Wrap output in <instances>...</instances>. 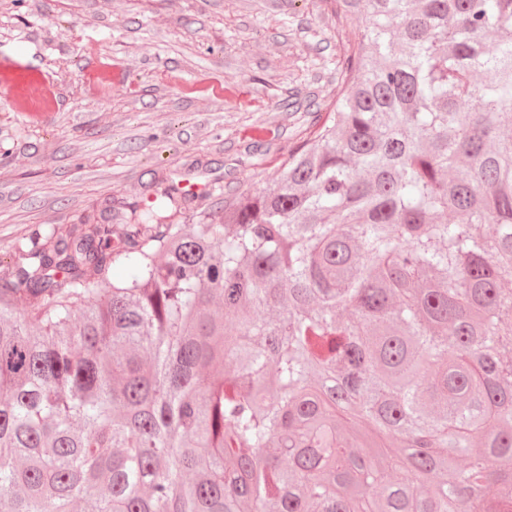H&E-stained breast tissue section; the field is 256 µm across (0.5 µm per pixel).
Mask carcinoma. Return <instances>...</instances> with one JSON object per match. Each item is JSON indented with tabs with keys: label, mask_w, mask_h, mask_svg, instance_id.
<instances>
[{
	"label": "carcinoma",
	"mask_w": 512,
	"mask_h": 512,
	"mask_svg": "<svg viewBox=\"0 0 512 512\" xmlns=\"http://www.w3.org/2000/svg\"><path fill=\"white\" fill-rule=\"evenodd\" d=\"M322 2L274 185L0 259V512H512V0Z\"/></svg>",
	"instance_id": "carcinoma-1"
}]
</instances>
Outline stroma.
<instances>
[{
    "label": "stroma",
    "mask_w": 512,
    "mask_h": 512,
    "mask_svg": "<svg viewBox=\"0 0 512 512\" xmlns=\"http://www.w3.org/2000/svg\"><path fill=\"white\" fill-rule=\"evenodd\" d=\"M355 37L321 0H0V57L43 93L0 99V257L174 182L181 223L222 217L323 120Z\"/></svg>",
    "instance_id": "1"
}]
</instances>
